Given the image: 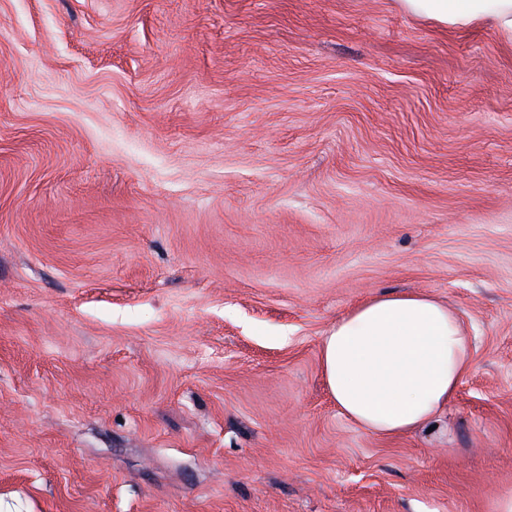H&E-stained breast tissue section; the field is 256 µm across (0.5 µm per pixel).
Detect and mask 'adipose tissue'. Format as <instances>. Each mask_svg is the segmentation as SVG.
Returning a JSON list of instances; mask_svg holds the SVG:
<instances>
[{"instance_id": "1", "label": "adipose tissue", "mask_w": 512, "mask_h": 512, "mask_svg": "<svg viewBox=\"0 0 512 512\" xmlns=\"http://www.w3.org/2000/svg\"><path fill=\"white\" fill-rule=\"evenodd\" d=\"M451 28L493 24L512 39V0H400ZM467 336L450 308L423 292L378 296L337 321L321 370L339 410L390 437L433 425L470 366Z\"/></svg>"}]
</instances>
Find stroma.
<instances>
[{
  "label": "stroma",
  "instance_id": "stroma-1",
  "mask_svg": "<svg viewBox=\"0 0 512 512\" xmlns=\"http://www.w3.org/2000/svg\"><path fill=\"white\" fill-rule=\"evenodd\" d=\"M448 303L433 429L336 407L357 304ZM512 42L399 0H0V512H496Z\"/></svg>",
  "mask_w": 512,
  "mask_h": 512
}]
</instances>
